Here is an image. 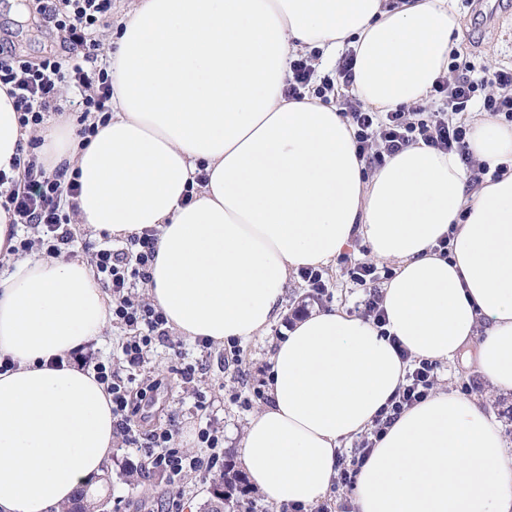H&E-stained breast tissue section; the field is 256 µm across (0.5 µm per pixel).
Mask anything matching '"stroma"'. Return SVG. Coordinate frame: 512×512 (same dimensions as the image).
I'll return each instance as SVG.
<instances>
[{
  "mask_svg": "<svg viewBox=\"0 0 512 512\" xmlns=\"http://www.w3.org/2000/svg\"><path fill=\"white\" fill-rule=\"evenodd\" d=\"M37 0H0V39L7 40L12 48L30 60L55 52L59 48L57 35L48 33L43 22L23 16L21 9L35 6ZM460 29L455 33L454 49L475 55L477 68L494 69L512 67V29L500 24L487 31L477 41L468 37L467 0H455ZM369 249L362 240H355L346 252V258L336 265L324 268L327 290L322 297L314 298L301 277L290 281L278 316L263 335L239 342V360L225 357L224 347L212 345L201 349L196 342L183 340L179 346L186 362L198 365L197 386L205 396L210 413L224 428V461L231 468H238V451L252 409L260 408V401L251 407H242L232 399L233 394L248 393L258 382L267 380L271 369V355L277 340L287 333L289 324L312 311L338 304L349 313L361 314L366 294L350 280L346 273L348 264L368 261ZM176 358L166 347H157L147 366L151 375L162 378L163 386L150 401L145 411L151 426H163L170 421H182L193 410L194 399L185 393L175 371ZM146 451L126 448L115 443L112 464L101 477L91 500L101 504L103 512H153L160 500L174 499L179 512H200L209 497L212 474L208 471L186 474L175 485L150 471Z\"/></svg>",
  "mask_w": 512,
  "mask_h": 512,
  "instance_id": "obj_1",
  "label": "stroma"
}]
</instances>
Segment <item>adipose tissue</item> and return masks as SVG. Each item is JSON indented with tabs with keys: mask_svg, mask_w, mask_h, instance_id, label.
<instances>
[{
	"mask_svg": "<svg viewBox=\"0 0 512 512\" xmlns=\"http://www.w3.org/2000/svg\"><path fill=\"white\" fill-rule=\"evenodd\" d=\"M458 28L453 0H137L103 45L110 121L84 146L67 121L38 133L47 168L79 173L77 223L119 239L155 230L144 286L185 339L260 335L290 276L355 240L394 265L384 328L334 306L276 343L270 403L240 442L271 503L323 500L342 444L371 431L405 380L394 336L420 359L475 362L486 386L436 387L387 427L354 512H512V441L482 406L512 394V172L473 188L457 154L421 143L367 171L336 104L283 93L298 55L319 51L325 70L351 49L366 107L427 103ZM470 126L475 163H512V124ZM27 142L0 87V171ZM9 230L0 208V357L13 363L0 372V512H58L104 474L116 440L105 385L67 361L103 336L109 297L84 261L10 255Z\"/></svg>",
	"mask_w": 512,
	"mask_h": 512,
	"instance_id": "ef3b65f1",
	"label": "adipose tissue"
}]
</instances>
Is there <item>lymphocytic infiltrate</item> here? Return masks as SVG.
<instances>
[{"label": "lymphocytic infiltrate", "instance_id": "1", "mask_svg": "<svg viewBox=\"0 0 512 512\" xmlns=\"http://www.w3.org/2000/svg\"><path fill=\"white\" fill-rule=\"evenodd\" d=\"M111 9L112 0H42L43 16L62 32L72 50L68 58L48 56L33 63L0 46V85L7 87L14 100L21 129H40L49 113L60 111L62 91L70 85L76 86L81 95L76 137L89 142L99 124L107 123L112 112V78L107 67L98 62L93 34L106 25ZM317 59L313 52L291 61L285 95L298 100L310 90L323 100L335 98L342 116L354 129L359 155L371 168L382 167L387 157L421 142L457 153L463 163L469 164L473 182H482L487 175L496 181L507 174L504 166L491 171L472 163L468 149L470 127L463 115L477 103L482 111L512 124V68H498L477 79L472 75L474 63L470 55L455 53L447 76L438 78L433 88L440 98L439 106L414 103L391 112H374L349 92L353 50L341 54L331 77L319 75ZM17 166V178L0 172V185L10 187L1 206L11 213L13 223L30 231L29 236L20 239L18 252L71 254L75 242L73 220L78 212L76 177L70 176L64 165L47 170L30 152L18 160ZM156 243L155 232L148 229L117 243L84 242L83 250L89 254L100 283L112 295V320L125 326L129 334L121 343L118 364L92 360L79 349L74 357L78 364L92 365L111 395L116 437L126 447L151 449L154 469L173 482L187 473L223 465L224 433L207 419L208 406L200 395H196L194 408L196 418L205 421L196 431L203 455L182 451L177 444V429L146 430L138 420L139 399L159 385L158 380L145 374L150 355L155 345L169 340L163 312L135 294L137 283L149 276ZM400 357L408 361V373L404 384L378 415L374 435L381 434L404 410L426 400L433 388L436 362L411 358L405 351Z\"/></svg>", "mask_w": 512, "mask_h": 512}]
</instances>
